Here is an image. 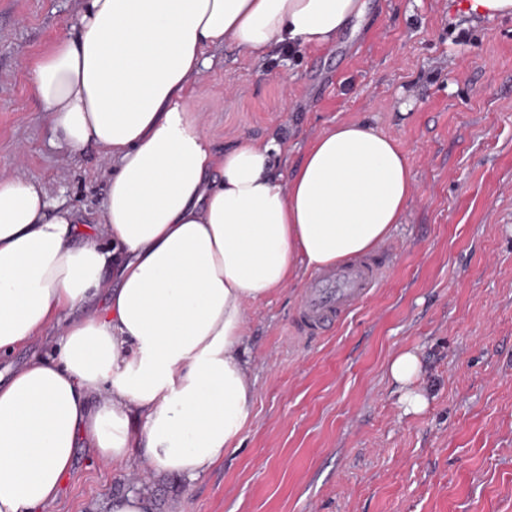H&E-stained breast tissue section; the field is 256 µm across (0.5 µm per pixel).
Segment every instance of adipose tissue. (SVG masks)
Instances as JSON below:
<instances>
[{"mask_svg": "<svg viewBox=\"0 0 512 512\" xmlns=\"http://www.w3.org/2000/svg\"><path fill=\"white\" fill-rule=\"evenodd\" d=\"M366 0H84L71 32L30 66L61 146L112 162L94 230L45 187L0 178V355L58 326L55 354L0 379V512H42L77 448L140 449L157 475L195 478L239 438L256 389L239 354L249 303L381 246L411 199L397 142L358 122L315 137L290 177L273 147L217 149L189 100L208 50L325 49ZM83 309L74 317L75 309ZM390 377L406 411L414 351Z\"/></svg>", "mask_w": 512, "mask_h": 512, "instance_id": "1", "label": "adipose tissue"}]
</instances>
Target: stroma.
I'll return each instance as SVG.
<instances>
[{
	"label": "stroma",
	"instance_id": "stroma-1",
	"mask_svg": "<svg viewBox=\"0 0 512 512\" xmlns=\"http://www.w3.org/2000/svg\"><path fill=\"white\" fill-rule=\"evenodd\" d=\"M367 4L323 51L213 50L190 106L216 148L277 144L286 177L335 124L392 137L413 193L379 285L318 336L293 333L310 271L248 305L241 355L257 395L223 463L151 477L138 454L112 465L80 448L45 512H99L134 478L155 512H512V18L469 14L465 0ZM82 5L0 0V176L41 182L90 226L112 163L51 144L28 69ZM402 350L423 364L417 414L387 373Z\"/></svg>",
	"mask_w": 512,
	"mask_h": 512
}]
</instances>
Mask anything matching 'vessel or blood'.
Listing matches in <instances>:
<instances>
[{
  "instance_id": "b4317fda",
  "label": "vessel or blood",
  "mask_w": 512,
  "mask_h": 512,
  "mask_svg": "<svg viewBox=\"0 0 512 512\" xmlns=\"http://www.w3.org/2000/svg\"><path fill=\"white\" fill-rule=\"evenodd\" d=\"M384 271L381 257H358L317 271L303 289L295 322L302 334L327 330L363 304Z\"/></svg>"
}]
</instances>
